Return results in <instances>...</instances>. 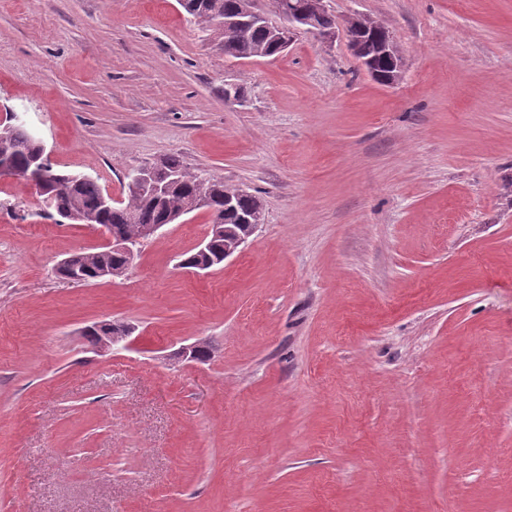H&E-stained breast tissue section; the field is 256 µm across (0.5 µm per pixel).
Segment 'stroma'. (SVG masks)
<instances>
[{"label":"stroma","mask_w":512,"mask_h":512,"mask_svg":"<svg viewBox=\"0 0 512 512\" xmlns=\"http://www.w3.org/2000/svg\"><path fill=\"white\" fill-rule=\"evenodd\" d=\"M327 7L398 84L341 36L227 57L178 0H0V118L56 168L124 202L175 155L262 204L207 274L200 210L84 284L54 268L100 235L0 175V512H512V0ZM380 29L387 31L384 24L360 14L348 16L344 25L351 50L365 71L373 79L377 76L376 62L382 60L388 68L385 85L393 86L401 80L404 60L396 42L389 36L378 41L367 38ZM102 327H104V329H102ZM110 327V325H97L93 328L99 331L101 335H104L100 336V341L98 337L99 335L96 332L87 333V336H91V340L95 345L99 342L100 351L110 350L114 347L118 348L119 346L124 348L130 344V341L127 339L130 337L131 333L129 335H123L122 333H117L116 331L112 333V329Z\"/></svg>","instance_id":"stroma-1"}]
</instances>
